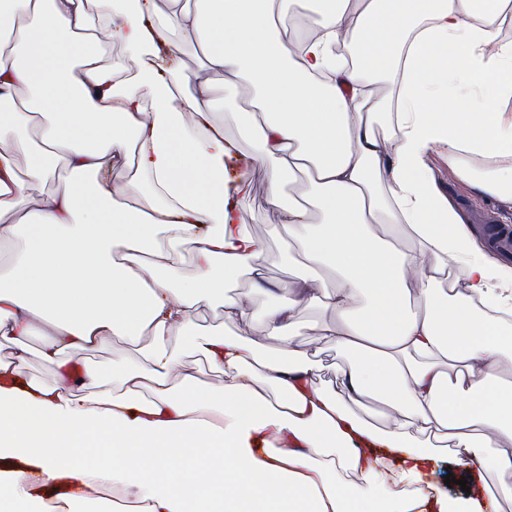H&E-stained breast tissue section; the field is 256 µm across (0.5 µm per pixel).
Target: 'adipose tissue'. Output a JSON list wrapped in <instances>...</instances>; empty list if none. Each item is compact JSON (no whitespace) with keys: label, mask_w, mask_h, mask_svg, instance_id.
<instances>
[{"label":"adipose tissue","mask_w":512,"mask_h":512,"mask_svg":"<svg viewBox=\"0 0 512 512\" xmlns=\"http://www.w3.org/2000/svg\"><path fill=\"white\" fill-rule=\"evenodd\" d=\"M198 2L0 0V512L95 487L119 492L111 512L512 503V267L482 255L426 168L442 149L512 204V0H312L302 31L297 0ZM177 43L199 71L171 64ZM396 72L391 100L379 87ZM240 84L256 109L230 115L251 143L233 175L211 116ZM263 165L284 247L316 275L260 315L225 296L240 333L199 330L213 288L263 285L275 260L237 206ZM452 267L463 289L449 295ZM300 305L336 314L309 326L346 356L336 387L295 347ZM30 338L52 380L22 382ZM116 338L141 360L111 392L94 365L60 372L62 353ZM189 351L223 373L222 396L186 371ZM375 398L381 426L357 412ZM445 461L470 494L428 481Z\"/></svg>","instance_id":"adipose-tissue-1"}]
</instances>
